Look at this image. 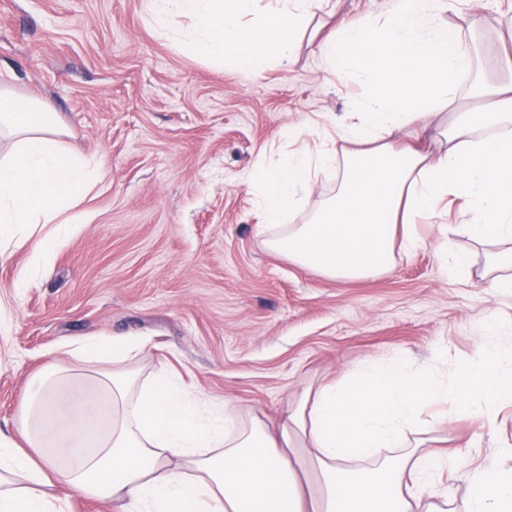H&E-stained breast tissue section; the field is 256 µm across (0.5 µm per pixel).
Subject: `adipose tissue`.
<instances>
[{"instance_id":"ef3b65f1","label":"adipose tissue","mask_w":512,"mask_h":512,"mask_svg":"<svg viewBox=\"0 0 512 512\" xmlns=\"http://www.w3.org/2000/svg\"><path fill=\"white\" fill-rule=\"evenodd\" d=\"M144 2L148 26L182 53L258 72L270 61L292 66L319 0L266 10L257 0ZM450 7L390 0L384 14L337 21L320 42L325 70L342 83L361 76L367 93L336 130L342 151L311 150L291 128L292 150L248 174L269 249L328 277L368 278L413 254L419 224L461 197L473 219L449 233L505 244L490 265L495 288L512 291V81H485L499 61L443 23ZM463 94L477 110L459 108ZM441 109L446 121L432 124ZM398 129L408 144L388 143ZM64 135L51 101L0 89V239L25 227L41 260L73 232L102 176ZM331 171L334 192L296 223L315 177ZM144 349L127 336L92 339L34 378L13 433L0 432V512H66L58 485L116 512H444L441 475L461 454L425 449L436 424L423 410L448 404L490 426L512 405V346L487 340L449 383L433 364L355 367L301 395L274 434L251 412L143 372ZM466 480L457 512H512V465L474 468Z\"/></svg>"}]
</instances>
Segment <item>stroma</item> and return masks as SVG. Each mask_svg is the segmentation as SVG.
I'll use <instances>...</instances> for the list:
<instances>
[{
  "mask_svg": "<svg viewBox=\"0 0 512 512\" xmlns=\"http://www.w3.org/2000/svg\"><path fill=\"white\" fill-rule=\"evenodd\" d=\"M483 17L473 38L512 56V0H462ZM144 0H0V85L51 100L70 151L101 161L80 229L45 263L32 243L0 261V430L9 431L32 379L66 345L134 336L146 371L180 373L192 393L277 420L296 397L355 366L401 358L414 368L439 349L441 375L472 355L495 317L512 327V295L477 289L485 255L460 277L444 272L442 224L387 273L337 280L269 251L245 177L281 132L342 117L364 95L332 83L317 43L333 26L316 11L292 70L259 74L180 53L144 21ZM29 287L15 288L21 272ZM439 448L500 464L512 448V406L496 425L449 416Z\"/></svg>",
  "mask_w": 512,
  "mask_h": 512,
  "instance_id": "obj_1",
  "label": "stroma"
}]
</instances>
